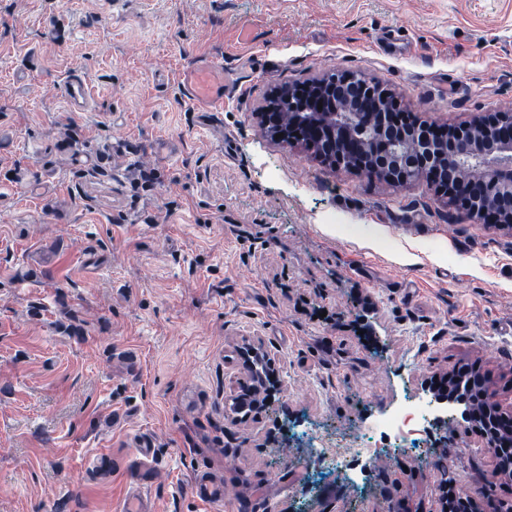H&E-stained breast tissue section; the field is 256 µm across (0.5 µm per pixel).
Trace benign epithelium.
I'll use <instances>...</instances> for the list:
<instances>
[{
    "mask_svg": "<svg viewBox=\"0 0 512 512\" xmlns=\"http://www.w3.org/2000/svg\"><path fill=\"white\" fill-rule=\"evenodd\" d=\"M301 111L287 115L269 105L261 128L282 141L301 143L334 167L357 170L390 184L426 181L448 201L467 208L484 224L512 229V113L495 112L472 126L428 127L413 123L396 96L364 76L341 71L288 89ZM356 97L374 134L352 140ZM407 143L405 166H389Z\"/></svg>",
    "mask_w": 512,
    "mask_h": 512,
    "instance_id": "1",
    "label": "benign epithelium"
}]
</instances>
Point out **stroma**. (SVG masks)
Masks as SVG:
<instances>
[{"label": "stroma", "mask_w": 512, "mask_h": 512, "mask_svg": "<svg viewBox=\"0 0 512 512\" xmlns=\"http://www.w3.org/2000/svg\"><path fill=\"white\" fill-rule=\"evenodd\" d=\"M208 62L220 112L180 85ZM337 71L426 125L512 113V0H0V512H121L146 439L158 512L512 501L474 424L374 429L464 367L512 407V230L261 131ZM248 347L278 384L240 418ZM195 496L202 503L208 505L223 504L224 491L219 482L213 481L207 476L195 478L192 483Z\"/></svg>", "instance_id": "1"}]
</instances>
